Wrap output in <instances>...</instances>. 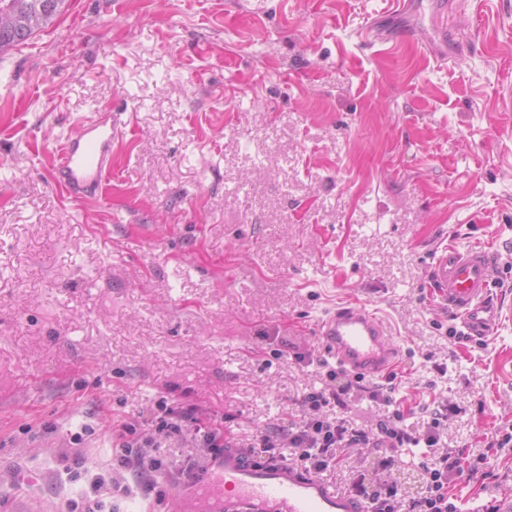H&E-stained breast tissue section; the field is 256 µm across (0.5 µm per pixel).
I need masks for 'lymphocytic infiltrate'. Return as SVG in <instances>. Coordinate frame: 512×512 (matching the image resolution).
I'll use <instances>...</instances> for the list:
<instances>
[{"instance_id": "f902f5d3", "label": "lymphocytic infiltrate", "mask_w": 512, "mask_h": 512, "mask_svg": "<svg viewBox=\"0 0 512 512\" xmlns=\"http://www.w3.org/2000/svg\"><path fill=\"white\" fill-rule=\"evenodd\" d=\"M327 375L334 382L331 389L305 394L298 419L259 432L248 443L247 449L268 453L284 444L288 447V463L316 472L342 465L353 449H374L377 455L375 472L354 473L347 485L348 492L368 504L369 512H457L448 494L451 485L477 478L488 451L499 452L512 446V431H497L487 436L485 453L473 458L466 456L460 448L439 450L441 431L454 414V406H423L426 426L424 430L412 433L402 425L404 408L392 405V395L403 383L401 374H390L382 382L372 384L364 377L349 375L335 367L328 370ZM364 395L390 409L387 419L380 421L376 428L365 430L352 426L342 417H324V408L333 406L345 410L353 400ZM186 432L199 437L212 454L223 453L224 430L205 410L195 405L179 410L163 405L146 424L113 421L112 442L118 450L117 465L142 475L159 472L162 462L145 456V449L154 446L156 434L178 437ZM420 446L433 449L434 454L424 465L428 474L425 495L410 499L403 495L394 479L393 468L406 449Z\"/></svg>"}]
</instances>
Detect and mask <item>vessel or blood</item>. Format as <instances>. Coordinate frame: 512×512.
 Masks as SVG:
<instances>
[{
	"label": "vessel or blood",
	"instance_id": "obj_1",
	"mask_svg": "<svg viewBox=\"0 0 512 512\" xmlns=\"http://www.w3.org/2000/svg\"><path fill=\"white\" fill-rule=\"evenodd\" d=\"M118 114L97 112L77 119L57 139L52 178L75 200L98 196L112 179V147L124 134ZM496 252L452 243L433 257L428 283L439 304L460 322L465 335L494 334L504 302L492 290ZM327 355L353 375L380 377L397 368L400 349L378 311L359 301L336 304L314 322ZM195 512H366L356 496L334 488L315 472L278 460L252 459L245 449L226 446L212 459L206 479L180 493Z\"/></svg>",
	"mask_w": 512,
	"mask_h": 512
}]
</instances>
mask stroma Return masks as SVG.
<instances>
[{"label":"stroma","instance_id":"35a3bbf8","mask_svg":"<svg viewBox=\"0 0 512 512\" xmlns=\"http://www.w3.org/2000/svg\"><path fill=\"white\" fill-rule=\"evenodd\" d=\"M68 0L0 52V512H59L106 479L108 512H173L113 467L112 420L208 409L245 443L330 386L311 323L365 300L401 348L396 390L450 402L441 443L483 451L512 424V318L484 341L427 286L434 252L497 248L512 300V0ZM375 27L377 39L366 38ZM120 113L106 195L68 198L53 141L72 116ZM169 473L198 438L158 434ZM451 486L458 512L512 498V452Z\"/></svg>","mask_w":512,"mask_h":512}]
</instances>
